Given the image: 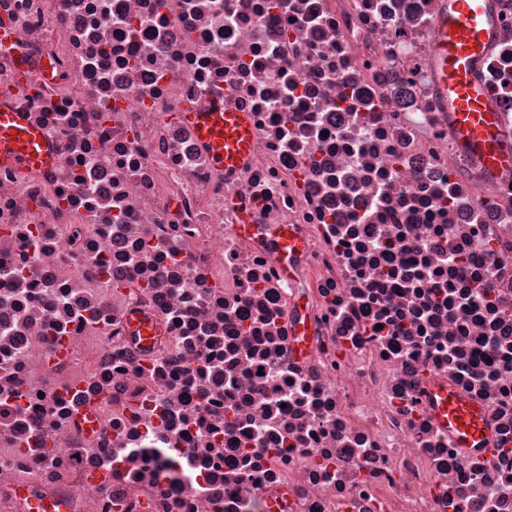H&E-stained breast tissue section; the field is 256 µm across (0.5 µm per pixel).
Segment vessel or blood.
<instances>
[{"label":"vessel or blood","instance_id":"obj_1","mask_svg":"<svg viewBox=\"0 0 512 512\" xmlns=\"http://www.w3.org/2000/svg\"><path fill=\"white\" fill-rule=\"evenodd\" d=\"M497 0H440L434 22L433 79L448 129L458 152L487 175L512 169V141L500 133V111L490 98L481 68L497 34ZM223 93H215L206 112L184 113L216 168L229 172L249 156L252 126L247 113L225 111ZM52 154L44 134L19 113L0 109V165L28 171L49 165ZM278 243L283 276H291L292 258L307 243L292 225L269 231ZM423 402L435 426L452 447L469 453L489 445L484 407L436 383Z\"/></svg>","mask_w":512,"mask_h":512}]
</instances>
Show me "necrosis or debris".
Returning <instances> with one entry per match:
<instances>
[{"label": "necrosis or debris", "instance_id": "4bbe7bcc", "mask_svg": "<svg viewBox=\"0 0 512 512\" xmlns=\"http://www.w3.org/2000/svg\"><path fill=\"white\" fill-rule=\"evenodd\" d=\"M438 7L0 0V104L55 153L0 167V512L20 486L64 512H512V171L451 143ZM499 15L481 74L512 136ZM219 90L255 129L228 174L179 118ZM273 224L307 242L289 281ZM434 377L490 448L449 447Z\"/></svg>", "mask_w": 512, "mask_h": 512}]
</instances>
